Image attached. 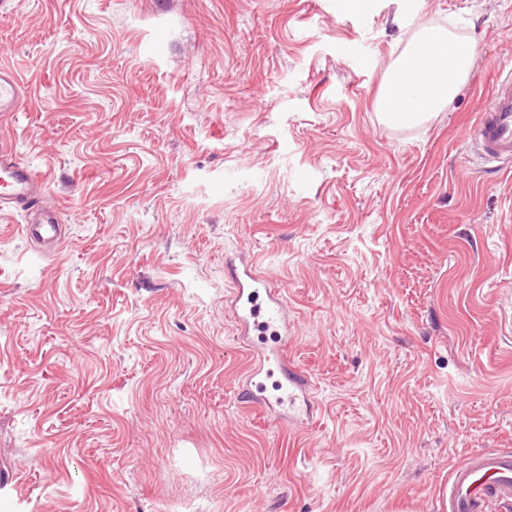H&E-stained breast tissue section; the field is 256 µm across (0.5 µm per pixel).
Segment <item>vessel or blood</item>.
Segmentation results:
<instances>
[{
  "mask_svg": "<svg viewBox=\"0 0 512 512\" xmlns=\"http://www.w3.org/2000/svg\"><path fill=\"white\" fill-rule=\"evenodd\" d=\"M21 108L20 83L0 69V112ZM485 164L499 167L512 161V65L499 66L477 122L466 133ZM46 178L22 161L17 151L0 145V208L20 213L28 240L54 250L60 240L59 209L48 201ZM235 284L231 304L240 336L249 341L251 368L237 397L242 404L267 405L294 422L315 406L309 373L289 361L292 341L287 300L255 265L230 266ZM448 502L439 512H497L512 505V450L492 449L468 455L448 477Z\"/></svg>",
  "mask_w": 512,
  "mask_h": 512,
  "instance_id": "b4317fda",
  "label": "vessel or blood"
}]
</instances>
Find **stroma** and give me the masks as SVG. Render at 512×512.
Returning a JSON list of instances; mask_svg holds the SVG:
<instances>
[{"label":"stroma","instance_id":"1","mask_svg":"<svg viewBox=\"0 0 512 512\" xmlns=\"http://www.w3.org/2000/svg\"><path fill=\"white\" fill-rule=\"evenodd\" d=\"M424 26L472 68L394 126ZM508 61L512 0H13L0 143L66 238L0 209V512H435L512 448V168L465 137ZM242 257L286 291L307 424L235 397ZM448 44L454 50L450 66L435 64L433 50ZM429 51L426 54L425 51ZM474 48L456 40L449 32L424 26L406 44L386 72L376 97L379 112L394 124L410 126L428 121L455 96L471 70ZM434 90L437 96L429 98ZM402 96L416 106L407 111L395 108ZM21 108L20 83L13 72L0 69V112H17Z\"/></svg>","mask_w":512,"mask_h":512}]
</instances>
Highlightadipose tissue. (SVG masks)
Segmentation results:
<instances>
[{
  "instance_id": "ef3b65f1",
  "label": "adipose tissue",
  "mask_w": 512,
  "mask_h": 512,
  "mask_svg": "<svg viewBox=\"0 0 512 512\" xmlns=\"http://www.w3.org/2000/svg\"><path fill=\"white\" fill-rule=\"evenodd\" d=\"M454 50L451 64L435 63V46ZM473 47L447 31L420 28L386 72L376 97L377 109L394 124L410 126L428 121L455 96L471 70Z\"/></svg>"
}]
</instances>
